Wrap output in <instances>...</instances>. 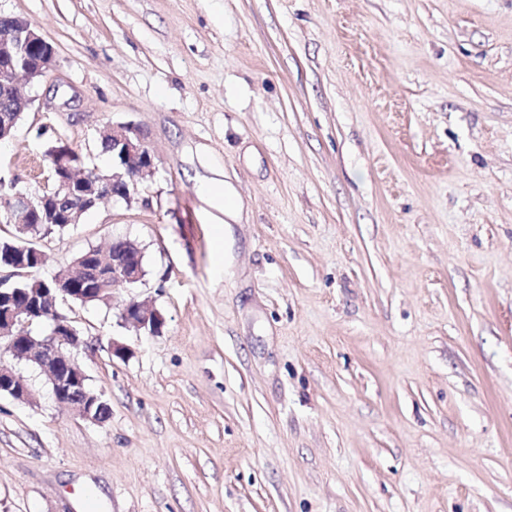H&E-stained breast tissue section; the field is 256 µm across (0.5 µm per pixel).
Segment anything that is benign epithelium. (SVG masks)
<instances>
[{
    "label": "benign epithelium",
    "mask_w": 512,
    "mask_h": 512,
    "mask_svg": "<svg viewBox=\"0 0 512 512\" xmlns=\"http://www.w3.org/2000/svg\"><path fill=\"white\" fill-rule=\"evenodd\" d=\"M0 89L6 94L21 80L32 81L45 76L55 64V49L28 21L0 15ZM31 100L23 94L12 105L0 107V139L3 131L16 125L17 117L26 111ZM113 158L116 166L110 175L78 181L72 176L74 157L70 147L51 148L50 166L44 178L41 194L17 190L0 197V223L15 228L12 235L21 246L8 253L10 268L18 275L28 267L27 257L43 262L39 251L28 252L25 242L41 240L51 232L49 224H77L82 212L63 207L64 201L77 197L83 207L91 208L116 196L131 199L139 179L153 168V156L142 131L126 126L112 132ZM81 279L97 284L89 298L107 301L113 289L109 283L122 282L133 286L144 276L140 265L123 261L112 254L111 264L102 255L90 250L74 262ZM80 296L73 276L61 272L53 278L51 288H18L0 281V345L17 360L36 365L46 377L57 402L75 415L96 423L106 420L109 404L103 394L89 388L87 376L75 354L85 345L78 331L58 312L61 301ZM51 321L50 333L38 336L23 331L35 318ZM124 323L136 329L157 330L163 322L160 312L149 302L132 301L122 312ZM8 395L19 402H29L33 393L12 365L0 363V396Z\"/></svg>",
    "instance_id": "benign-epithelium-1"
}]
</instances>
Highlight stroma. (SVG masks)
I'll use <instances>...</instances> for the list:
<instances>
[{
    "mask_svg": "<svg viewBox=\"0 0 512 512\" xmlns=\"http://www.w3.org/2000/svg\"><path fill=\"white\" fill-rule=\"evenodd\" d=\"M0 13L56 49L1 180L40 189L58 141L111 171L106 127L154 158L38 243L37 279L116 239L145 274L59 306L107 421L17 363L35 399L0 396V512H512V0ZM133 300L160 331L123 323Z\"/></svg>",
    "mask_w": 512,
    "mask_h": 512,
    "instance_id": "35a3bbf8",
    "label": "stroma"
}]
</instances>
